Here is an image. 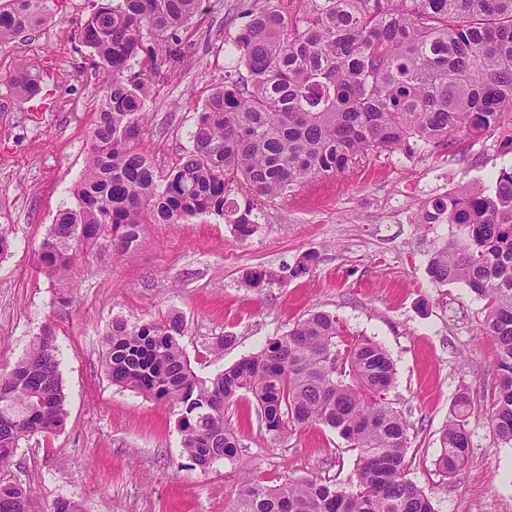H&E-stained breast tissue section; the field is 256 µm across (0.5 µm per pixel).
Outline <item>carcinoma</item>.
I'll use <instances>...</instances> for the list:
<instances>
[{
  "label": "carcinoma",
  "mask_w": 512,
  "mask_h": 512,
  "mask_svg": "<svg viewBox=\"0 0 512 512\" xmlns=\"http://www.w3.org/2000/svg\"><path fill=\"white\" fill-rule=\"evenodd\" d=\"M49 0H11L0 9V42L45 17ZM203 0H98L78 32L102 76L75 204L59 210L37 254L49 279L69 283L79 261L106 266L132 256L145 224L214 215L245 240L261 199L285 197L316 178L335 177L372 153L447 148L457 134L479 136L512 112V0H288L244 14L234 45L248 77L224 82L189 133L186 157L166 172L140 148L147 128L145 80L125 78L144 39L162 37L161 62L181 54L178 32ZM19 98L37 96L39 75L10 77ZM420 223L451 224L427 272L461 283L485 301L481 332L496 345L498 384L488 409L497 439L512 446V169L492 188L468 185L424 204ZM282 276L249 270L261 291ZM183 315L131 323L112 319L104 367L112 383L148 395L178 415L181 444L205 471L240 459V436L224 412L241 396L256 402L267 435L284 440L323 426L356 452L346 483L299 477L270 486L242 467L230 512H436L407 478L410 424L388 398L394 362L381 344L343 339L336 316L315 311L259 352L203 378L180 339ZM470 395L454 402L437 470L454 475L470 448ZM67 412L56 330L33 337L0 376V472L20 444L63 428ZM0 512H83L71 499L41 507L20 484L0 481Z\"/></svg>",
  "instance_id": "carcinoma-1"
}]
</instances>
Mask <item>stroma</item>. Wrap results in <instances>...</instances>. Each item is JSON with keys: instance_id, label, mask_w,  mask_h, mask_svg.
I'll return each instance as SVG.
<instances>
[{"instance_id": "1", "label": "stroma", "mask_w": 512, "mask_h": 512, "mask_svg": "<svg viewBox=\"0 0 512 512\" xmlns=\"http://www.w3.org/2000/svg\"><path fill=\"white\" fill-rule=\"evenodd\" d=\"M91 4L50 0L41 26L0 45V226L12 239L0 259V374L23 357L41 325H54L67 411L61 430L22 443L10 479L42 504L67 497L85 512H228L237 464L192 467L176 414L112 384L104 336L113 317L136 322L179 311L188 324L183 351L208 377L320 310L335 315L349 336L372 338L391 355L389 397L411 425L408 477L436 512H512V447L488 422L497 372L495 344L480 331L484 304L463 285L430 278L433 246L456 229L418 222L427 201L492 185L512 168V114L500 128L459 137L445 150L384 152L338 177L307 182L266 203L244 240L210 215L143 225L130 261L109 269L84 262L61 289L40 273L36 254L58 210L73 200L97 116L100 84L78 40ZM264 4L204 0L179 33L186 47L179 62L155 70L147 55L132 61L133 73L152 74L142 146L161 169L189 150L198 112L239 67L233 41L244 12ZM24 61L37 65L43 88L28 102L8 86ZM311 251L318 260L309 273L259 292L244 287L246 271L293 268ZM221 335L234 343L218 355L212 345ZM463 392L474 404L468 463L446 478L435 461ZM224 421L240 431L248 460L269 484L301 476L344 481L354 470V453L327 428L272 441L248 397L229 407Z\"/></svg>"}]
</instances>
